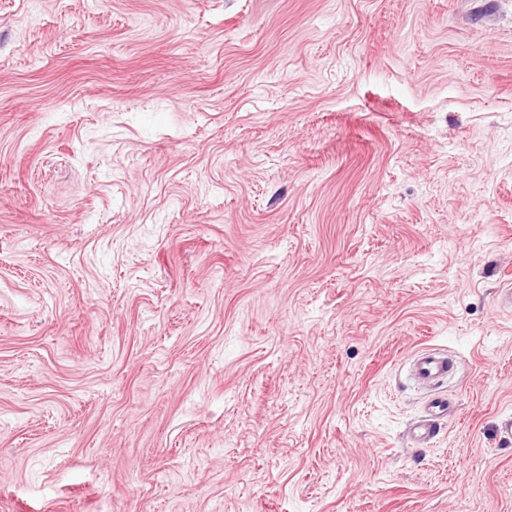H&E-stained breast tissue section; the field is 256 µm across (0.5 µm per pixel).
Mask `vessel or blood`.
I'll list each match as a JSON object with an SVG mask.
<instances>
[{
	"instance_id": "obj_1",
	"label": "vessel or blood",
	"mask_w": 512,
	"mask_h": 512,
	"mask_svg": "<svg viewBox=\"0 0 512 512\" xmlns=\"http://www.w3.org/2000/svg\"><path fill=\"white\" fill-rule=\"evenodd\" d=\"M454 371L455 363L446 352L425 348L412 357L410 377L418 388L429 393L423 418L415 422L410 429L414 447L427 446L436 437L438 422L447 416L451 407L450 400L446 395L439 393L438 388Z\"/></svg>"
}]
</instances>
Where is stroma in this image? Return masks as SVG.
Listing matches in <instances>:
<instances>
[{"label":"stroma","instance_id":"stroma-1","mask_svg":"<svg viewBox=\"0 0 512 512\" xmlns=\"http://www.w3.org/2000/svg\"><path fill=\"white\" fill-rule=\"evenodd\" d=\"M509 281L512 0H0V512H512ZM455 371V362L446 352L425 348L412 357L409 374L413 383L425 391L437 389ZM451 401L448 396L434 392L426 401L425 415L410 428L412 444L420 448L430 444L438 434L439 420L448 415Z\"/></svg>","mask_w":512,"mask_h":512}]
</instances>
